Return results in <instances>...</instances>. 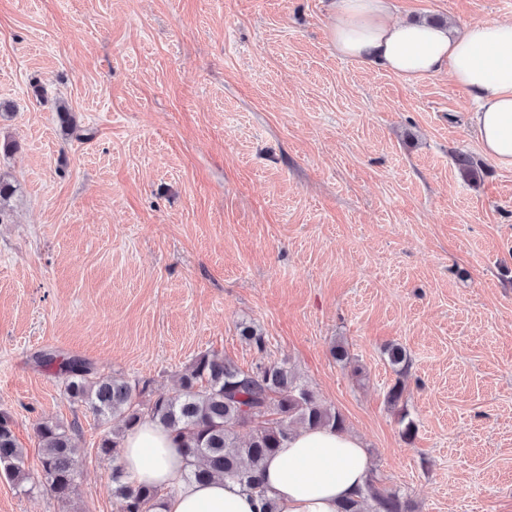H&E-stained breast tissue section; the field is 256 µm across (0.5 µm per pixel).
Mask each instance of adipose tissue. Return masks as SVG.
Instances as JSON below:
<instances>
[{
	"mask_svg": "<svg viewBox=\"0 0 512 512\" xmlns=\"http://www.w3.org/2000/svg\"><path fill=\"white\" fill-rule=\"evenodd\" d=\"M393 0H331L328 45L338 56L406 82L448 72L475 102L470 116L486 156L512 167V18L454 26L394 20ZM119 464L133 486L162 492L156 512H339L367 489L370 458L348 432L293 433L257 475V495L232 480L188 479L179 438L144 421L123 441Z\"/></svg>",
	"mask_w": 512,
	"mask_h": 512,
	"instance_id": "obj_1",
	"label": "adipose tissue"
}]
</instances>
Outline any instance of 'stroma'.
<instances>
[{
  "instance_id": "stroma-1",
  "label": "stroma",
  "mask_w": 512,
  "mask_h": 512,
  "mask_svg": "<svg viewBox=\"0 0 512 512\" xmlns=\"http://www.w3.org/2000/svg\"><path fill=\"white\" fill-rule=\"evenodd\" d=\"M327 5L0 0V413L34 477L36 423L76 426L79 471L66 502L1 476L0 512H118L96 447L123 423L71 401L34 362L47 349L155 395L205 353L288 364L413 512H512V168L448 75L337 57ZM395 6L512 17V0Z\"/></svg>"
}]
</instances>
